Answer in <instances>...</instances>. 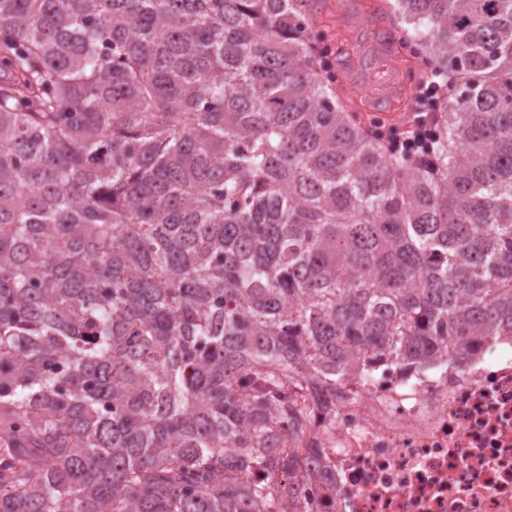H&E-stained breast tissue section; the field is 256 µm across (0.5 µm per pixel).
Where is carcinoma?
Listing matches in <instances>:
<instances>
[{
	"instance_id": "carcinoma-1",
	"label": "carcinoma",
	"mask_w": 512,
	"mask_h": 512,
	"mask_svg": "<svg viewBox=\"0 0 512 512\" xmlns=\"http://www.w3.org/2000/svg\"><path fill=\"white\" fill-rule=\"evenodd\" d=\"M318 0H0V512H302L294 387L512 336V0H394L393 153ZM382 53L386 54L391 62V70L385 86L380 94L371 93L373 99H383L391 102L404 100L412 96V83L406 77L400 66L393 60V50L389 45L381 47ZM432 85H437L436 82H432L425 92H422L421 95L418 96V111L416 112V116L413 120V124L417 129V132L414 136V140H411L412 144L415 143H423V138H428L431 140V143H427L424 146V152L426 155H430L434 150V143L436 142V138L430 136L428 133L422 132L426 131L428 128H431V112H426L431 108L436 107L434 103V99H430L429 97L433 96L436 93V87H431Z\"/></svg>"
}]
</instances>
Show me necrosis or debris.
Masks as SVG:
<instances>
[{"label": "necrosis or debris", "mask_w": 512, "mask_h": 512, "mask_svg": "<svg viewBox=\"0 0 512 512\" xmlns=\"http://www.w3.org/2000/svg\"><path fill=\"white\" fill-rule=\"evenodd\" d=\"M293 445L317 449L329 483L306 489L312 512H512V336L413 373L385 362L320 390Z\"/></svg>", "instance_id": "1"}]
</instances>
